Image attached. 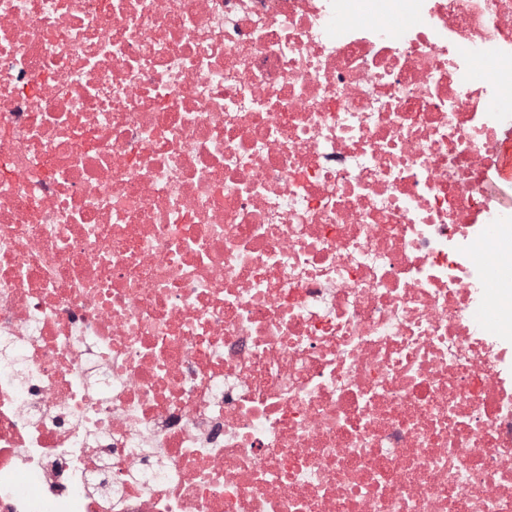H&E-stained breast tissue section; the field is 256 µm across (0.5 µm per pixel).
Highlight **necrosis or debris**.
Returning a JSON list of instances; mask_svg holds the SVG:
<instances>
[{
  "label": "necrosis or debris",
  "instance_id": "necrosis-or-debris-1",
  "mask_svg": "<svg viewBox=\"0 0 512 512\" xmlns=\"http://www.w3.org/2000/svg\"><path fill=\"white\" fill-rule=\"evenodd\" d=\"M512 0H0V512H512ZM500 163L492 172L495 181L512 186V118L503 122L499 139Z\"/></svg>",
  "mask_w": 512,
  "mask_h": 512
}]
</instances>
